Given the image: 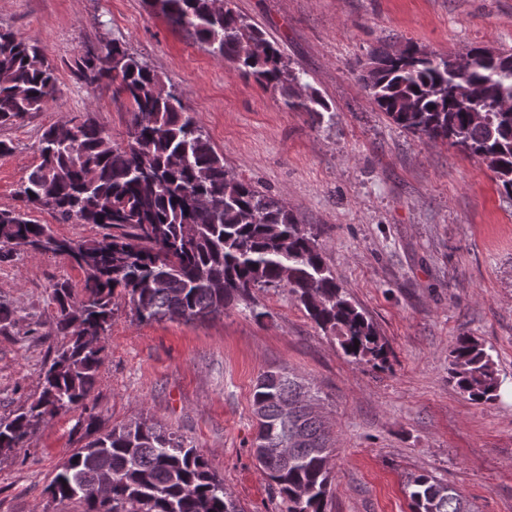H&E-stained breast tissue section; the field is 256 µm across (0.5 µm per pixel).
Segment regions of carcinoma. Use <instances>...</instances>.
I'll use <instances>...</instances> for the list:
<instances>
[{"mask_svg":"<svg viewBox=\"0 0 512 512\" xmlns=\"http://www.w3.org/2000/svg\"><path fill=\"white\" fill-rule=\"evenodd\" d=\"M152 14L210 45L245 77L279 88L286 104L319 118L329 111L319 93L263 33L223 0H146ZM461 70L450 57L407 43L356 61L362 88L397 126L481 158L512 196V52H466ZM76 78L94 89L120 79L129 101L126 146L90 120L53 124L39 139L40 162L18 196L23 208L0 209V260L16 247L52 254L84 273L80 291L56 284V335L38 396L0 419V454L27 446L45 419L86 404L104 363L115 298L124 296L139 320L186 321L249 303L256 288H286L309 318L356 361H385V343L325 265L312 232L286 206L224 165L210 139L185 110L182 94L118 41L104 55H85ZM54 68L36 45L0 31V127L43 110L56 92ZM47 209L66 224H95L101 238L75 241L28 218ZM449 380L469 399L488 402L501 386L483 344L461 336L450 352ZM305 385L267 371L253 393L258 430L252 455L288 512H328L330 429L306 401ZM112 473L109 495L98 482ZM411 512H473L453 486L412 474ZM76 500L84 512H243L207 459L181 437L147 419L95 436L62 465L47 487Z\"/></svg>","mask_w":512,"mask_h":512,"instance_id":"1","label":"carcinoma"}]
</instances>
